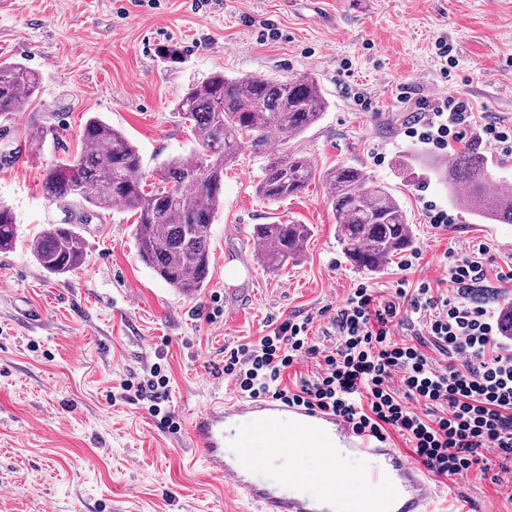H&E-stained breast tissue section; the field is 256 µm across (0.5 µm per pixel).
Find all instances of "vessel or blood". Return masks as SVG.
<instances>
[{"label":"vessel or blood","instance_id":"1","mask_svg":"<svg viewBox=\"0 0 512 512\" xmlns=\"http://www.w3.org/2000/svg\"><path fill=\"white\" fill-rule=\"evenodd\" d=\"M241 425L262 432L267 442L263 455L244 441L235 452L227 451L228 429ZM189 434L206 467L255 502L260 512H338L346 498H369L379 489L388 497L385 512H434L436 507L423 467L386 441L357 434L328 411L273 398L219 400L191 420ZM323 435L335 441L321 451L329 466L327 488L321 493L297 490L289 465Z\"/></svg>","mask_w":512,"mask_h":512}]
</instances>
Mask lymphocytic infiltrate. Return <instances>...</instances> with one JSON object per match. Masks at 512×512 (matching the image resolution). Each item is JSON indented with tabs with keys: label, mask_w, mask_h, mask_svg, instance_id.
<instances>
[{
	"label": "lymphocytic infiltrate",
	"mask_w": 512,
	"mask_h": 512,
	"mask_svg": "<svg viewBox=\"0 0 512 512\" xmlns=\"http://www.w3.org/2000/svg\"><path fill=\"white\" fill-rule=\"evenodd\" d=\"M418 109L428 118L411 136L440 150L474 119L469 102L453 95ZM484 279L472 255L451 266L444 294L426 281L412 288L402 281L381 301L359 286L336 311L334 346L312 344L308 321L287 320L231 350L224 375L243 397L329 410L382 440L398 432L411 458L440 476L484 468L489 451L512 459V346L496 338L489 310L467 298ZM405 310L420 316L421 327L399 340L394 327ZM429 346L436 357L426 354ZM304 357L317 362L314 378L286 384L288 369Z\"/></svg>",
	"instance_id": "lymphocytic-infiltrate-1"
}]
</instances>
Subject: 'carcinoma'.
<instances>
[{"mask_svg":"<svg viewBox=\"0 0 512 512\" xmlns=\"http://www.w3.org/2000/svg\"><path fill=\"white\" fill-rule=\"evenodd\" d=\"M37 74L20 62L0 61V118L11 120L37 98ZM326 98L310 75L292 80L257 76L230 78L216 72L188 84L177 109L189 122L199 150L193 158L176 157L160 168L162 186L143 185L138 149L123 133L99 117L87 120L79 154L43 170L48 201L68 214L61 224L44 228L30 243L40 267L63 276L85 262L76 224H88L118 206L136 216L134 236L141 261L186 297L197 296L212 277L211 225L222 204L224 168L245 151L267 153L283 146L322 117ZM316 169L302 155L284 152L267 160L258 193L277 203L301 193ZM451 186L462 184L459 205L495 224H512V194L494 188L483 153L471 145L456 152L446 172ZM326 203L337 224L338 242L357 268L378 273L412 242L406 213L383 186L370 185L362 171L338 166L326 173ZM310 235L306 224H256L258 258L277 272L299 257ZM17 224L0 205V251L13 248Z\"/></svg>","mask_w":512,"mask_h":512,"instance_id":"carcinoma-1","label":"carcinoma"}]
</instances>
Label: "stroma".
Instances as JSON below:
<instances>
[{
    "instance_id": "35a3bbf8",
    "label": "stroma",
    "mask_w": 512,
    "mask_h": 512,
    "mask_svg": "<svg viewBox=\"0 0 512 512\" xmlns=\"http://www.w3.org/2000/svg\"><path fill=\"white\" fill-rule=\"evenodd\" d=\"M442 42L452 66L438 55ZM167 44L179 47V63L160 59ZM0 60L42 78L39 100L0 120V205L18 233L0 252V512H258L193 460L192 416L217 396H235L221 374L227 352L295 317L312 318L310 340L330 346L332 312L359 285L385 298L403 279L444 289L455 260L478 250L487 279L470 300L495 318L512 303V282L501 280L512 270V224L475 217L433 171L469 143L497 183H512V156L476 129L484 121L512 127V0H0ZM215 71L315 77L329 107L288 150L320 173L354 166L387 187L411 225L413 265L401 254L376 274L354 267L321 180L268 202L255 191L265 159L247 152L224 171L211 226L214 275L200 295H180L141 262L135 218L117 207L76 225L83 266L48 277L29 242L63 214L43 193V168L79 151L96 115L135 145L153 184L161 163L196 150L176 103ZM447 94L470 103L475 125L444 150L406 136L417 101ZM34 124L54 134L29 150ZM408 153L421 158L411 173L399 167ZM430 201L450 223H430ZM291 221L309 225L311 236L296 261L268 272L250 245L253 227ZM230 224L240 237H227ZM30 307L42 308L41 322H25ZM156 364L170 379L176 432L147 402L118 396L123 381ZM501 463L493 453L487 470L433 477L439 504L512 512V475Z\"/></svg>"
}]
</instances>
